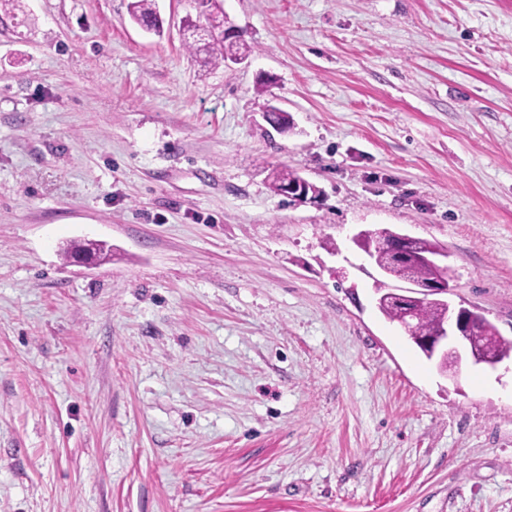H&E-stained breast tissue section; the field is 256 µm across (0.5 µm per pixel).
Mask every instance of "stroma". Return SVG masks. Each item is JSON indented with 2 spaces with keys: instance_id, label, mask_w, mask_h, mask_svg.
I'll return each instance as SVG.
<instances>
[{
  "instance_id": "35a3bbf8",
  "label": "stroma",
  "mask_w": 512,
  "mask_h": 512,
  "mask_svg": "<svg viewBox=\"0 0 512 512\" xmlns=\"http://www.w3.org/2000/svg\"><path fill=\"white\" fill-rule=\"evenodd\" d=\"M129 2L0 6V512H512V358L441 373L352 240L512 337V0H222L238 64ZM154 0H131L129 3V13L133 20L150 28L153 31H160L162 20L158 17V12L153 8ZM441 257L448 258V251L446 249L436 250L420 256V259L433 269L434 277L429 281L414 285V288H411L409 293L418 296L403 295L405 299L413 300L415 297L427 296L432 299H442L445 303H448V300L443 298V295H447L450 290L448 264H442Z\"/></svg>"
}]
</instances>
